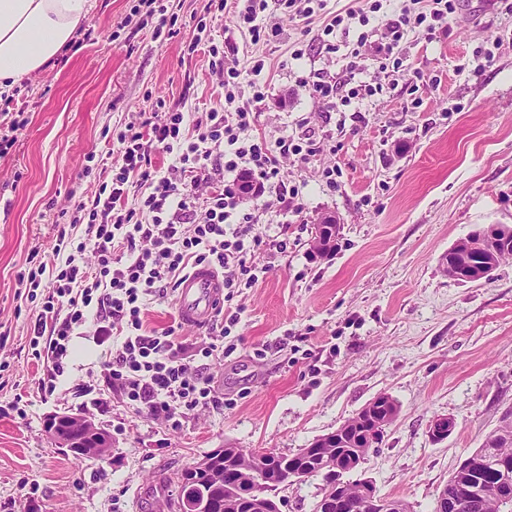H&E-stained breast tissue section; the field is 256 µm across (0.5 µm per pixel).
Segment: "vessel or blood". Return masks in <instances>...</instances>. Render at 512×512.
I'll list each match as a JSON object with an SVG mask.
<instances>
[{
	"mask_svg": "<svg viewBox=\"0 0 512 512\" xmlns=\"http://www.w3.org/2000/svg\"><path fill=\"white\" fill-rule=\"evenodd\" d=\"M224 294V278L202 266L187 275L176 290L179 316L184 325L202 327L214 317L215 305Z\"/></svg>",
	"mask_w": 512,
	"mask_h": 512,
	"instance_id": "obj_1",
	"label": "vessel or blood"
}]
</instances>
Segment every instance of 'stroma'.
<instances>
[{"label": "stroma", "instance_id": "35a3bbf8", "mask_svg": "<svg viewBox=\"0 0 512 512\" xmlns=\"http://www.w3.org/2000/svg\"><path fill=\"white\" fill-rule=\"evenodd\" d=\"M142 2L92 0L81 24L90 38L16 86L26 124L0 157V512H178V476L212 450L293 454L380 394L399 415L365 475L411 512H434L467 453L512 411V260L474 283L441 266L473 231L512 225V12L501 0H457L447 33L401 46L417 87L367 61L359 81L384 90L352 100L341 131L336 112L302 85L341 72V54L310 47L292 59L303 24L279 13L270 21L282 36L257 46L233 14L215 22L224 60L243 80L252 58L265 61L256 133L273 141L307 121L332 143L311 163L287 166L303 213L278 221L307 229L287 255L256 254L269 271L242 300L236 350L207 361L214 405L176 412L171 424L127 402L89 336L74 338L71 365L42 401L37 386L50 369L27 334L50 284L19 281L31 256L53 261L59 229L99 187L97 165L119 163L105 130L159 101L193 120L224 97L207 55L188 51L206 0H157L176 20L175 34L161 37ZM487 50L495 61L485 67ZM333 165L342 177L332 192L322 170ZM328 215L340 224L337 249L320 258L311 241ZM62 413L109 432L108 455L78 460L55 445L45 423ZM437 415L456 427L435 444L428 425Z\"/></svg>", "mask_w": 512, "mask_h": 512}]
</instances>
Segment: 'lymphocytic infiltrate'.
I'll return each mask as SVG.
<instances>
[{"mask_svg":"<svg viewBox=\"0 0 512 512\" xmlns=\"http://www.w3.org/2000/svg\"><path fill=\"white\" fill-rule=\"evenodd\" d=\"M402 0L396 18L384 27L372 26L382 0H366L364 7L324 16L326 0H241L236 27L252 44L280 36L267 28V14L282 11L311 26L312 45L319 52H338L337 31L360 25L358 44H371L383 68L404 75L407 67L399 45L412 35L432 39L446 32L455 12L454 0ZM213 69L224 75V101L207 112L205 120L188 122L184 112L156 104L140 122L113 129L121 163L101 168L102 184L89 201L78 203L74 223L86 226V239L76 248L59 241L61 262L31 265L27 279L53 288L28 336L34 356H45L55 375H63L72 358V340L82 335L87 321L97 345L105 349L104 364L129 404L153 419H171L176 408L208 405L211 380L203 366L182 356L175 327L150 331L144 315L157 296L176 288L181 276L198 265H208L224 276L222 311L214 323L213 343L203 358L230 355L224 338L240 321L243 308L236 299L254 287L268 271L256 265V252L288 251V227L257 224L269 210L268 195L299 214L303 211L300 185L290 183L283 161L309 163L320 151L316 131L301 124L298 133L268 141L254 135L257 109L266 87L257 80L264 68L254 59L249 83H241L237 67L224 63L218 45L208 47ZM344 79L317 75L308 83L310 94L332 108L347 105L349 97L371 94V87L353 86L341 96L344 81H353L363 66L359 52L347 53ZM173 154L169 170L156 168L152 147ZM92 260H85V253Z\"/></svg>","mask_w":512,"mask_h":512,"instance_id":"f902f5d3","label":"lymphocytic infiltrate"}]
</instances>
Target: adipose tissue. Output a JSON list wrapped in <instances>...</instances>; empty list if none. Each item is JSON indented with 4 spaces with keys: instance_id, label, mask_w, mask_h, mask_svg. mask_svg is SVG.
<instances>
[{
    "instance_id": "1",
    "label": "adipose tissue",
    "mask_w": 512,
    "mask_h": 512,
    "mask_svg": "<svg viewBox=\"0 0 512 512\" xmlns=\"http://www.w3.org/2000/svg\"><path fill=\"white\" fill-rule=\"evenodd\" d=\"M91 7L90 0H0V94L44 70Z\"/></svg>"
}]
</instances>
